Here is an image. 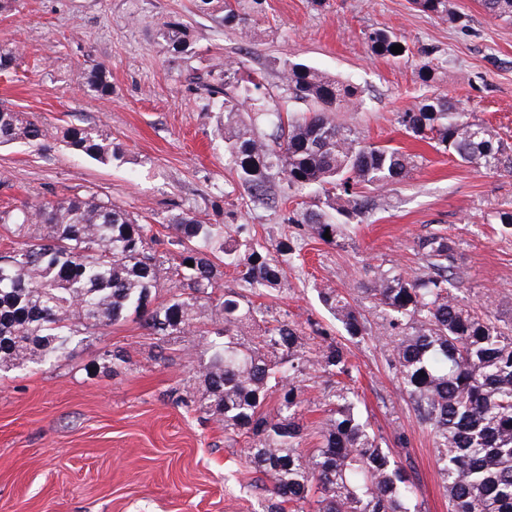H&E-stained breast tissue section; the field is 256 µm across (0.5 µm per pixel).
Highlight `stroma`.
<instances>
[{
	"instance_id": "35a3bbf8",
	"label": "stroma",
	"mask_w": 512,
	"mask_h": 512,
	"mask_svg": "<svg viewBox=\"0 0 512 512\" xmlns=\"http://www.w3.org/2000/svg\"><path fill=\"white\" fill-rule=\"evenodd\" d=\"M448 8L456 22L411 0H326L321 7L266 0L247 42L237 25L214 21L193 0H0V47L17 53L0 73V103L50 127H99L116 149L102 164L55 138L1 146L0 206L93 192L160 237L169 233L167 219L188 208L207 224L245 225L268 245L292 241L297 255L284 289L252 301L347 342L361 409L412 474L420 512L449 509L434 438L399 388L389 329L368 288L392 268L420 273L418 238L444 236L454 247L459 299L512 329V228L487 221L512 203V174L475 169L397 123L421 94L441 93L512 146V21L488 14L481 0H448ZM173 21L187 32L180 54L160 36ZM377 28L404 36L408 56L373 54L364 34ZM424 49L434 69L426 86L418 77ZM218 57L242 58L260 74L258 95L272 112L283 107L279 67L286 61L358 84L363 105L340 110L338 121L365 142L414 155L415 168L397 184L365 188L367 212L340 219L332 244L288 215L293 208L333 214L335 196L306 188L291 192L286 208L250 203L217 133L220 105L197 87ZM95 63L111 71L109 95L79 89V72ZM327 287L364 314V340H347L321 304L318 291ZM187 348L172 345L156 361L154 337L130 317L57 360L0 375V512H261L241 446L225 441L223 421L177 400L185 389L204 391ZM106 349L127 357L116 372L95 369ZM335 385L309 375L304 447L318 446Z\"/></svg>"
}]
</instances>
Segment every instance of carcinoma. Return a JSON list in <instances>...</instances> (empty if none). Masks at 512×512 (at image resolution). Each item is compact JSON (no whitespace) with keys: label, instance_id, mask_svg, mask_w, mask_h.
Masks as SVG:
<instances>
[{"label":"carcinoma","instance_id":"cac0c4a2","mask_svg":"<svg viewBox=\"0 0 512 512\" xmlns=\"http://www.w3.org/2000/svg\"><path fill=\"white\" fill-rule=\"evenodd\" d=\"M248 2L243 13L242 0H199V9L241 26L250 39L264 0ZM412 3L449 19L448 0ZM483 3L490 15L512 19V0ZM161 36L173 52L183 51L187 34L180 23L168 25ZM364 39L378 56L398 59L409 52L387 30L367 31ZM398 44L399 55L391 51ZM214 72L206 90L223 99L224 148L254 203L277 204L278 182L320 186L339 191V214L357 217L367 200L354 187L385 188L415 167L412 155L365 144L336 121L334 111L363 102L362 90L349 81L283 62L284 106H310L285 125L281 113L267 111L259 99L230 94L239 82L260 89L245 60L219 61ZM80 84L97 96L112 90L108 71L98 64L81 72ZM247 101L253 108L248 124L236 120ZM398 123L409 136L432 140L476 169L512 173V148L494 141L487 126L446 96L421 98ZM52 136L89 158L114 157L112 139L97 127L52 131L0 105V145H38ZM288 222L307 224L319 239L327 233L329 242L336 241L337 225L317 211L294 210ZM0 226L17 238L15 247L0 254L1 373L58 359L75 337L94 336L133 316L164 344L190 338L207 400L198 410L224 417L225 441L246 439L244 464L256 474L250 486L264 495L263 512H287L289 506L294 512H418L413 480L382 446L349 389L327 394L330 409L320 423V444L302 447L306 377L312 371L352 377L344 345L316 324L307 336L288 316L235 291L216 294L223 265L252 289H281L286 256L295 253L288 240L269 247L239 239L183 210L168 219L171 234L161 250L151 226L94 193L1 208ZM417 249L425 261L421 274L389 270L370 289L394 330L387 337L392 366L418 421L435 438L451 512H512V331L453 295L457 277L448 238H423ZM162 288L168 297L158 303ZM319 299L350 339L367 334L363 314L347 297L323 288ZM124 362L120 353L105 350L98 368L116 370Z\"/></svg>","mask_w":512,"mask_h":512}]
</instances>
